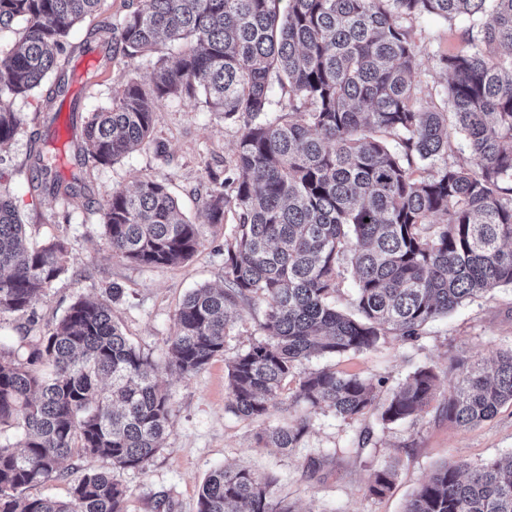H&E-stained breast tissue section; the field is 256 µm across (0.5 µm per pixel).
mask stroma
I'll list each match as a JSON object with an SVG mask.
<instances>
[{
  "instance_id": "1",
  "label": "stroma",
  "mask_w": 512,
  "mask_h": 512,
  "mask_svg": "<svg viewBox=\"0 0 512 512\" xmlns=\"http://www.w3.org/2000/svg\"><path fill=\"white\" fill-rule=\"evenodd\" d=\"M127 0H102L98 13L86 18L68 37L62 55L65 70L88 63L83 81L69 85L59 122L79 136L87 118L109 104L130 78L149 82L152 66L143 58H108L105 45L92 33L101 22L124 13ZM466 19L453 22L426 15L414 24L418 68L415 81L445 88L447 75L435 64L439 54L461 47ZM12 109L21 120L14 139L0 149V191L9 194L27 226L28 245L49 238L63 239L69 269L37 299V326L58 322L81 295L103 297L112 285L123 290L112 306L124 334L157 364V381L171 396L172 431L149 466L118 472L129 490L127 512H157L170 502L172 512H196L199 488L217 467H245L277 479L282 497L294 512H402L407 499L439 466L474 467L492 457L512 454V404L503 405L491 420L471 428L449 422L438 404H431L414 421L382 426L375 415L344 420L328 409L313 413L311 426L291 452L264 446L257 436L266 427L288 421L279 410L262 420L236 416L227 408V362L262 338L265 306L242 307L226 338L223 355L203 370L183 377L168 369L164 341L175 331L185 295L198 287L224 284L223 247L235 233L233 215L223 223L204 225L201 245L183 264L171 267L137 265L114 255L104 235L102 209L113 191L131 190L142 180L165 183L181 211L197 218L213 188L212 175H223L234 159L242 129L238 122L207 111L191 99L164 100L157 105L152 146L134 151L111 165H81L71 144L47 136L37 147L49 156L64 181L80 179L85 202L76 206L64 197L39 195L28 185L33 130L44 129L45 95L15 99ZM163 144L156 152L155 144ZM512 347V286L496 288L461 306L448 317L428 324L421 339L405 344L388 339L377 350L341 357L314 358L298 372L328 368L366 379L381 378L393 390L416 368H433L442 394L458 380L455 361L491 362ZM325 456L316 478L305 475L309 458ZM397 468V478L385 497L369 495L374 469ZM68 476L28 488L31 497L66 498L74 479L90 469H108L107 461L76 457L67 463Z\"/></svg>"
}]
</instances>
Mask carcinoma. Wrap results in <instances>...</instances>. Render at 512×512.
<instances>
[{
  "instance_id": "1",
  "label": "carcinoma",
  "mask_w": 512,
  "mask_h": 512,
  "mask_svg": "<svg viewBox=\"0 0 512 512\" xmlns=\"http://www.w3.org/2000/svg\"><path fill=\"white\" fill-rule=\"evenodd\" d=\"M101 0H0V29L24 32L0 56V147L19 120L13 99L54 77L67 91L60 55L73 27ZM128 0L98 28L119 34L128 58L172 52L152 62L150 82L125 81L93 112L75 143L80 164L109 165L151 144L156 105L193 99L243 124L230 174L210 191L201 218L224 223V287H200L183 301L165 341L168 367L187 377L224 352L239 307L265 302L264 337L227 363L228 409L263 419L288 378L292 404L306 414L264 430L258 442L298 447L323 408L347 420L368 413L382 426L416 418L439 397L428 367L410 373L386 399L383 380L330 369L296 376L304 360L378 349L393 337L414 343L430 322L492 288L512 286V0ZM465 16V48L438 56L449 75L440 101L414 81L413 23L423 15ZM278 86L288 104L265 118ZM470 163L452 154L448 119ZM29 188L76 203L82 186L63 184L49 158L30 154ZM112 253L147 266H176L201 245L165 184L142 180L114 191L103 209ZM26 225L0 193V316H24L68 270L65 242L24 244ZM351 274L353 311L336 308L339 280ZM122 296H79L41 336L23 326L15 349L0 347V512H126L127 488L89 470L69 497L23 491L65 474L75 456L114 470H145L171 432L170 395L155 364L112 318ZM461 376L444 399L448 420L473 427L512 403V347L493 366L457 362ZM396 477L376 470L370 495ZM196 512H294L275 480L247 468H217ZM403 512H512V456L468 468L445 464Z\"/></svg>"
}]
</instances>
